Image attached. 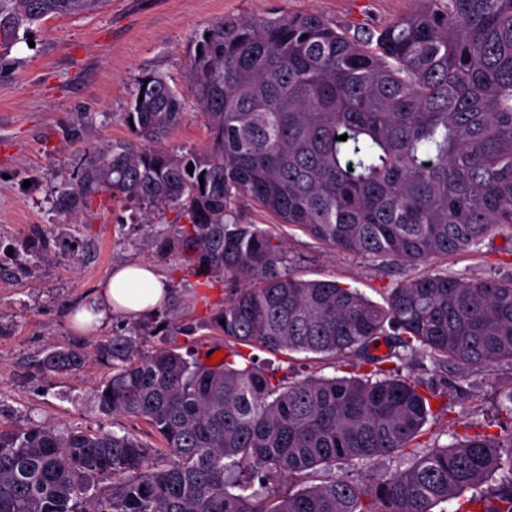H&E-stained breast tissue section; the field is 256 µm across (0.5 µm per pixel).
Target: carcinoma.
<instances>
[{
    "label": "carcinoma",
    "mask_w": 512,
    "mask_h": 512,
    "mask_svg": "<svg viewBox=\"0 0 512 512\" xmlns=\"http://www.w3.org/2000/svg\"><path fill=\"white\" fill-rule=\"evenodd\" d=\"M106 3L0 0V44ZM187 79L202 146L163 148L187 103L147 72L124 113L132 139L101 147L61 184L59 206L82 210L104 193L175 211L186 223L162 233L161 248L206 286L237 283L214 330L357 374L286 382L242 351L208 366L176 344L144 351L141 327L116 333L94 345L112 368L95 386L98 407L146 421L161 447L113 431L0 427V512H431L497 472L473 503L512 512V431L465 423L452 444L417 454L438 393L395 365L416 352L460 372L512 365V277L431 271L382 305L287 270L284 241L236 209L248 200L335 251L382 262L426 263L512 229V0H419L355 32L317 14L225 17L191 38ZM86 357L53 346L34 370L72 373ZM399 453L411 457L404 470L347 475ZM318 472L329 477L308 483ZM262 480L267 496L247 493Z\"/></svg>",
    "instance_id": "1"
}]
</instances>
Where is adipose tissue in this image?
<instances>
[{"label":"adipose tissue","instance_id":"adipose-tissue-1","mask_svg":"<svg viewBox=\"0 0 512 512\" xmlns=\"http://www.w3.org/2000/svg\"><path fill=\"white\" fill-rule=\"evenodd\" d=\"M170 293L168 279L152 264H124L107 272L93 295L72 313L71 325L89 333L116 314L144 320L160 312Z\"/></svg>","mask_w":512,"mask_h":512}]
</instances>
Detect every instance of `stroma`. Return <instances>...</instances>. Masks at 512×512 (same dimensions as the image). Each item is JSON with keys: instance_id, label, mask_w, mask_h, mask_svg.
<instances>
[{"instance_id": "35a3bbf8", "label": "stroma", "mask_w": 512, "mask_h": 512, "mask_svg": "<svg viewBox=\"0 0 512 512\" xmlns=\"http://www.w3.org/2000/svg\"><path fill=\"white\" fill-rule=\"evenodd\" d=\"M416 6V0H109L100 12L48 20L28 37L0 47V425L128 431L156 443L146 422L101 414L93 386L110 370L95 358L72 374L44 376L31 367L51 346L88 347L132 327V320L116 315L81 334L66 320L67 312L119 264L150 262L172 288L162 316L148 323L144 350L165 347L172 339L202 354L232 350L211 322L235 285L226 280L205 288L178 255L160 251L157 232L170 229L172 212L145 210L105 194L77 213L56 204L57 187L76 178L95 151L129 139L123 114L138 78L161 72L191 97L185 78L188 43L226 16L315 13L354 31L383 27ZM238 212L243 221L271 229L285 242L290 271L360 289L378 303L389 288L430 269L462 278L512 275V235L504 231L476 252L426 265H384L333 251L277 224L250 202H240ZM259 359L285 378L336 374L331 361L301 354L263 352ZM406 372L439 394L441 406L423 427L425 440L450 444L463 410L492 432L512 430V418L498 410L512 393L511 366L461 375L434 367L417 353Z\"/></svg>"}]
</instances>
